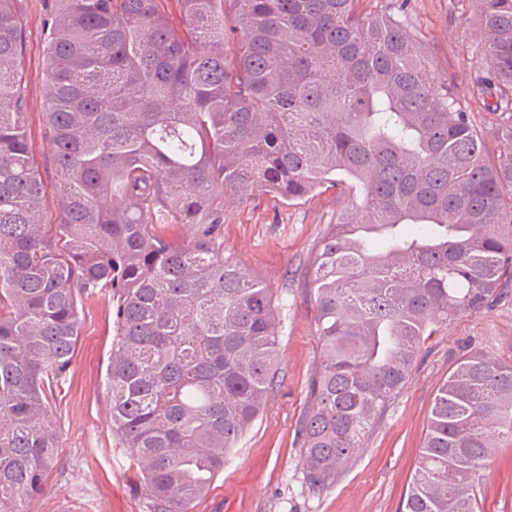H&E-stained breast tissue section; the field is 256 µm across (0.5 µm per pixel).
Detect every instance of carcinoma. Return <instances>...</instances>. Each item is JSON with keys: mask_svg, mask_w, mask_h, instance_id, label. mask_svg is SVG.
Segmentation results:
<instances>
[{"mask_svg": "<svg viewBox=\"0 0 512 512\" xmlns=\"http://www.w3.org/2000/svg\"><path fill=\"white\" fill-rule=\"evenodd\" d=\"M47 220L22 106V23L0 0V512H30L57 464L48 391L88 293L112 302V436L150 512H189L279 370L273 293L224 258V194L292 203L334 187L311 257L320 363L299 445L336 482L426 341L512 295V0H473L474 96L374 0H49ZM237 44L228 59L226 44ZM190 228L172 243L161 224ZM512 436V362L479 352L435 395L402 512H480L477 472Z\"/></svg>", "mask_w": 512, "mask_h": 512, "instance_id": "carcinoma-1", "label": "carcinoma"}]
</instances>
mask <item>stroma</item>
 Here are the masks:
<instances>
[{"mask_svg": "<svg viewBox=\"0 0 512 512\" xmlns=\"http://www.w3.org/2000/svg\"><path fill=\"white\" fill-rule=\"evenodd\" d=\"M20 10L28 140L43 184L45 212L53 221L61 202L42 115L46 3L21 0ZM469 15V0H408L406 9V20L423 39L435 71L469 102L493 157L497 144L472 94L470 64L477 46ZM335 221L332 188L294 205L265 198L247 204L229 199L224 204L225 258L249 269L273 292L281 370L262 414L191 512H399L419 462L433 398L459 358L478 351L512 361V298L452 322L427 342L411 380L335 483L322 490L311 488L298 445V424L321 349L305 266ZM79 317L71 367L49 396L58 461L30 512H150L126 449L112 438L103 386L113 335L112 304L101 294L83 296ZM479 483L483 512H512V438L499 440Z\"/></svg>", "mask_w": 512, "mask_h": 512, "instance_id": "1", "label": "stroma"}]
</instances>
